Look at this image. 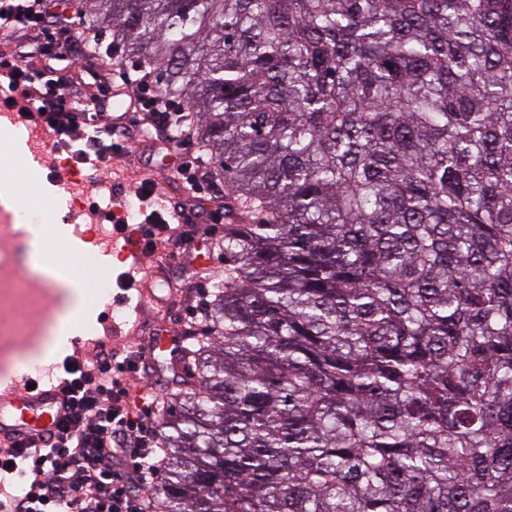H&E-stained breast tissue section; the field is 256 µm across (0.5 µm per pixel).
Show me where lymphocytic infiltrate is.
I'll list each match as a JSON object with an SVG mask.
<instances>
[{
  "label": "lymphocytic infiltrate",
  "mask_w": 512,
  "mask_h": 512,
  "mask_svg": "<svg viewBox=\"0 0 512 512\" xmlns=\"http://www.w3.org/2000/svg\"><path fill=\"white\" fill-rule=\"evenodd\" d=\"M48 8V0H0V34L10 35L21 25L29 30L26 40L0 51L4 103L25 120L42 124L70 169L110 174L113 160L126 154L122 125L113 121L106 97L78 92L72 76L58 72L53 62L64 46L77 61L90 54L108 61L112 51L104 47L96 25L64 43L46 36ZM34 56L44 61L36 72L21 64ZM119 78L132 90L147 125L159 133L189 136L191 114L156 88L143 64L121 70ZM152 185L144 180L135 191L144 221L153 227L150 247L188 243L189 235L157 207ZM63 369L65 413L39 454L36 477L26 475L21 446H0V512H147L149 491L164 471L154 416L159 402L148 391L131 393L123 379L140 372L139 356L120 361L106 343L92 341Z\"/></svg>",
  "instance_id": "obj_1"
}]
</instances>
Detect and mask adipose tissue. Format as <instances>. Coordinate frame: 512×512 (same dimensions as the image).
<instances>
[{"mask_svg": "<svg viewBox=\"0 0 512 512\" xmlns=\"http://www.w3.org/2000/svg\"><path fill=\"white\" fill-rule=\"evenodd\" d=\"M0 205L11 211L18 229L25 234L22 248L26 266L38 272L56 291L59 305L56 320L46 336L29 352L31 358L47 363L70 351L73 339L81 335L88 324L90 279L83 271L65 273L46 265L42 256L51 243L67 246L75 255L80 254L82 248L71 240L67 225L61 221V213L35 215L29 206L21 202L14 181L0 179Z\"/></svg>", "mask_w": 512, "mask_h": 512, "instance_id": "ef3b65f1", "label": "adipose tissue"}]
</instances>
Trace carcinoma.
Instances as JSON below:
<instances>
[{
	"instance_id": "carcinoma-1",
	"label": "carcinoma",
	"mask_w": 512,
	"mask_h": 512,
	"mask_svg": "<svg viewBox=\"0 0 512 512\" xmlns=\"http://www.w3.org/2000/svg\"><path fill=\"white\" fill-rule=\"evenodd\" d=\"M224 183L155 512H512V0H83Z\"/></svg>"
}]
</instances>
